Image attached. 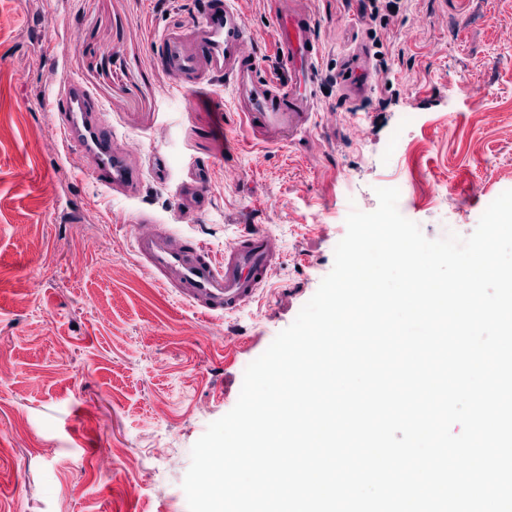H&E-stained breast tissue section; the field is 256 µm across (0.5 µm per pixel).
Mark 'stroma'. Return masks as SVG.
Instances as JSON below:
<instances>
[{"mask_svg":"<svg viewBox=\"0 0 512 512\" xmlns=\"http://www.w3.org/2000/svg\"><path fill=\"white\" fill-rule=\"evenodd\" d=\"M322 46L312 126L255 139L223 81L186 109L150 46L198 0H0V512H188L190 447L236 404L247 365L288 327L334 264L346 211L402 188L430 239L470 235L512 189V0H399L376 45L362 0H299ZM261 68L287 76L267 0H236ZM378 74L351 101L347 54ZM79 78L106 106L137 195L107 193L64 154L48 81ZM199 168L212 200L180 219ZM433 187L432 202L414 186ZM79 211L68 219V211ZM148 213L216 257L259 225L278 261L238 311L204 318L135 273L130 213ZM192 182H182L176 191L177 214L180 216L183 209H192L195 213L199 212L205 205V197H200L197 188V177L193 173L190 175Z\"/></svg>","mask_w":512,"mask_h":512,"instance_id":"obj_1","label":"stroma"}]
</instances>
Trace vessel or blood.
Instances as JSON below:
<instances>
[{
  "label": "vessel or blood",
  "instance_id": "1",
  "mask_svg": "<svg viewBox=\"0 0 512 512\" xmlns=\"http://www.w3.org/2000/svg\"><path fill=\"white\" fill-rule=\"evenodd\" d=\"M278 20L276 53L289 66L287 80L262 75L256 38L234 0H201L197 19L169 29L150 49L153 69L171 74L182 84L188 106L196 93L215 79L231 88L233 104L254 135L281 140L297 135L313 119L311 89L319 54L313 16L292 0H269ZM49 106L62 138L64 153H81L90 180L98 187L129 195L139 192L140 170L130 167L127 150L105 120L106 108L82 82L70 78L49 92ZM178 208L200 211L205 200L196 183H181ZM142 225L133 249L139 270L155 275L199 315L231 314L254 300L266 287L276 263L270 236L254 228L224 247L216 259L202 242H175L170 231L150 226L146 213L129 217Z\"/></svg>",
  "mask_w": 512,
  "mask_h": 512
}]
</instances>
